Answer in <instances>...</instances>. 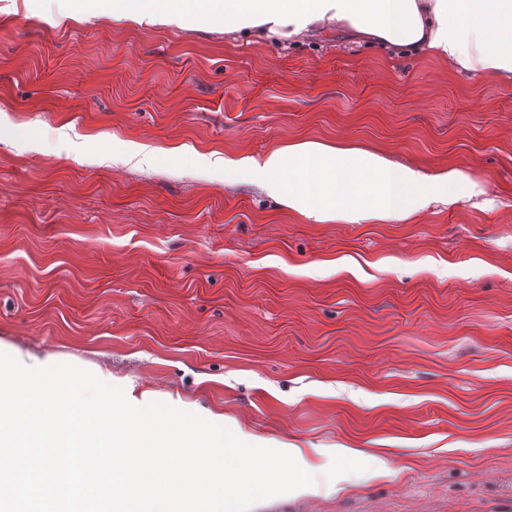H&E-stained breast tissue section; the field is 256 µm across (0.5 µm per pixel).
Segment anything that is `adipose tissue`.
<instances>
[{
    "mask_svg": "<svg viewBox=\"0 0 512 512\" xmlns=\"http://www.w3.org/2000/svg\"><path fill=\"white\" fill-rule=\"evenodd\" d=\"M112 17L159 26L204 20L232 32L265 27L292 36L333 22L359 44L429 53L452 70L512 81V0H112ZM195 162L223 168L229 182L260 178L268 196L313 224H407L432 202L484 188L454 167L399 165L356 144L310 139L259 157L199 154Z\"/></svg>",
    "mask_w": 512,
    "mask_h": 512,
    "instance_id": "obj_1",
    "label": "adipose tissue"
}]
</instances>
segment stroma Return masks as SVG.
<instances>
[{"mask_svg": "<svg viewBox=\"0 0 512 512\" xmlns=\"http://www.w3.org/2000/svg\"><path fill=\"white\" fill-rule=\"evenodd\" d=\"M64 8L0 0V339L300 448L319 494L251 512H512V85L332 33ZM301 138L485 192L311 224L190 161Z\"/></svg>", "mask_w": 512, "mask_h": 512, "instance_id": "35a3bbf8", "label": "stroma"}]
</instances>
